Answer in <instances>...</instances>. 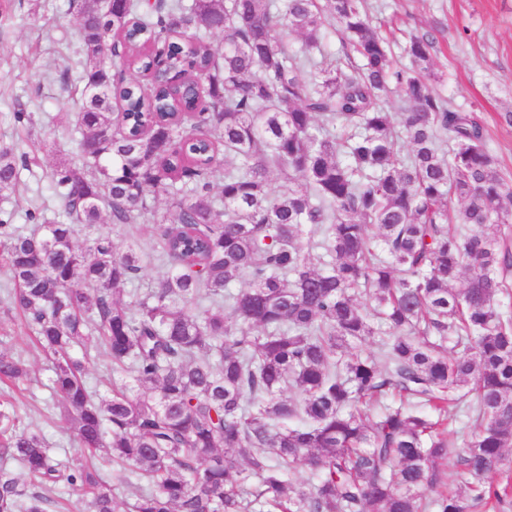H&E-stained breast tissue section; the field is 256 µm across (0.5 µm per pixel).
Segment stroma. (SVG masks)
<instances>
[{"mask_svg":"<svg viewBox=\"0 0 512 512\" xmlns=\"http://www.w3.org/2000/svg\"><path fill=\"white\" fill-rule=\"evenodd\" d=\"M368 12L390 41L398 65L407 34L432 43L434 88L454 109L474 113L503 176L512 181V0H367ZM79 19L69 0H0V145L30 160L36 175L25 178L0 210L25 223L31 204L56 212L49 175L70 160V134L81 86L76 81L85 47ZM30 112L33 128L21 127L16 113ZM8 277L0 270V344L21 354L29 380L14 391L22 425L40 429L60 458L74 463L89 456L72 439L49 389V363L34 347L14 311L7 308Z\"/></svg>","mask_w":512,"mask_h":512,"instance_id":"obj_1","label":"stroma"}]
</instances>
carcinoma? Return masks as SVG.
I'll list each match as a JSON object with an SVG mask.
<instances>
[{
    "label": "carcinoma",
    "instance_id": "cac0c4a2",
    "mask_svg": "<svg viewBox=\"0 0 512 512\" xmlns=\"http://www.w3.org/2000/svg\"><path fill=\"white\" fill-rule=\"evenodd\" d=\"M72 5L86 61L77 155L50 176L61 217L28 209L40 232L27 233L0 211V264L74 441L136 475L131 512L502 503L508 489L492 475L512 462V313L500 304L512 293V182L474 113L427 81L432 42L409 37L410 64L395 65L364 0ZM331 28L343 63L325 51ZM126 69L148 78L149 94ZM392 89L400 112L381 105ZM222 151L237 163L223 166ZM24 170L0 147L1 199ZM106 222L151 225L149 245L116 249ZM150 255L168 270L122 300ZM376 335V353L356 350ZM450 339L462 355L447 356ZM94 353L112 362L99 396L86 381ZM28 376L0 350L1 383ZM466 387L475 432L449 494L439 428ZM1 457L30 483L0 466V512H48L61 481L88 496V512H117L112 484L56 459L7 401ZM297 466L314 483L292 496Z\"/></svg>",
    "mask_w": 512,
    "mask_h": 512
}]
</instances>
